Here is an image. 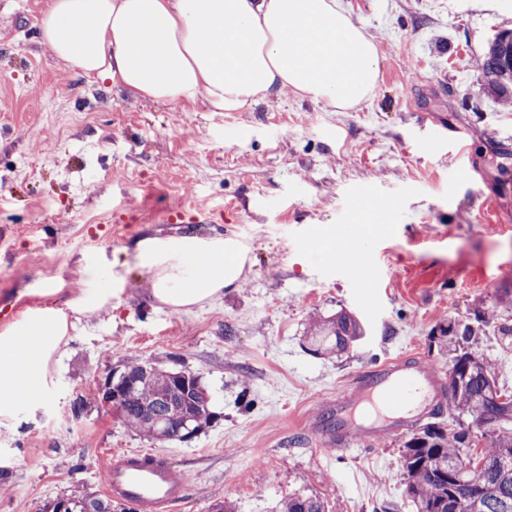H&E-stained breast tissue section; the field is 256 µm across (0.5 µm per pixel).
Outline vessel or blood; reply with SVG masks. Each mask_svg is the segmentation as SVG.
I'll list each match as a JSON object with an SVG mask.
<instances>
[{"label":"vessel or blood","instance_id":"b4317fda","mask_svg":"<svg viewBox=\"0 0 512 512\" xmlns=\"http://www.w3.org/2000/svg\"><path fill=\"white\" fill-rule=\"evenodd\" d=\"M445 387L438 369L401 355L373 364L351 386L337 389L310 428L328 453H348L380 436L411 432L443 402ZM103 474L107 494L137 512H174L186 495L183 474L161 452L113 453Z\"/></svg>","mask_w":512,"mask_h":512}]
</instances>
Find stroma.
Wrapping results in <instances>:
<instances>
[{
    "label": "stroma",
    "instance_id": "1",
    "mask_svg": "<svg viewBox=\"0 0 512 512\" xmlns=\"http://www.w3.org/2000/svg\"><path fill=\"white\" fill-rule=\"evenodd\" d=\"M46 3L0 0V226L13 228L0 239V330L64 305L89 262H124L146 237L227 234L247 253L219 300L155 307L133 267L119 305L75 320L40 403L0 424V512L104 496L107 454L136 448L184 474L175 512H271L292 493L327 512H412L397 437L332 457L308 425L370 364L413 353L446 368L432 330L512 289V223L496 221L512 214V108L482 92L476 67L512 29V0H338L380 55L376 88L347 112L289 90L237 112L135 99L42 44ZM440 128L466 141L469 180H452ZM356 192L375 205L355 225L365 264L342 249ZM194 200L221 215L191 223ZM173 209L182 223L164 222ZM340 311L363 339L314 353L309 323ZM131 356L199 375L216 420L163 443L123 425L92 396Z\"/></svg>",
    "mask_w": 512,
    "mask_h": 512
}]
</instances>
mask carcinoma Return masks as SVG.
<instances>
[{
	"mask_svg": "<svg viewBox=\"0 0 512 512\" xmlns=\"http://www.w3.org/2000/svg\"><path fill=\"white\" fill-rule=\"evenodd\" d=\"M479 69L484 89L503 103L512 102V31L489 42ZM439 351L448 359V409L456 422L450 431L436 422L420 424L402 438L405 493L413 512H512V394L498 386L494 365L476 350L485 336L483 324L450 318L439 325ZM314 351L340 354L356 343L362 330L346 312L309 326ZM127 391L119 418L128 427L158 441L175 440L185 427L210 424V397L200 378L186 381L159 365L146 369L129 359L114 380ZM486 446L474 450L472 429ZM65 512H112V501L75 495ZM277 512H326L320 498L294 493Z\"/></svg>",
	"mask_w": 512,
	"mask_h": 512,
	"instance_id": "cac0c4a2",
	"label": "carcinoma"
}]
</instances>
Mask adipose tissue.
I'll list each match as a JSON object with an SVG mask.
<instances>
[{
	"label": "adipose tissue",
	"instance_id": "ef3b65f1",
	"mask_svg": "<svg viewBox=\"0 0 512 512\" xmlns=\"http://www.w3.org/2000/svg\"><path fill=\"white\" fill-rule=\"evenodd\" d=\"M41 37L84 75L156 103L236 112L292 90L345 112L375 88L380 56L336 0H50ZM152 302L187 310L223 297L245 258L233 239L185 234L137 242ZM124 276L86 271L64 307L37 306L0 331V423L36 405L69 333V315L110 305Z\"/></svg>",
	"mask_w": 512,
	"mask_h": 512
}]
</instances>
